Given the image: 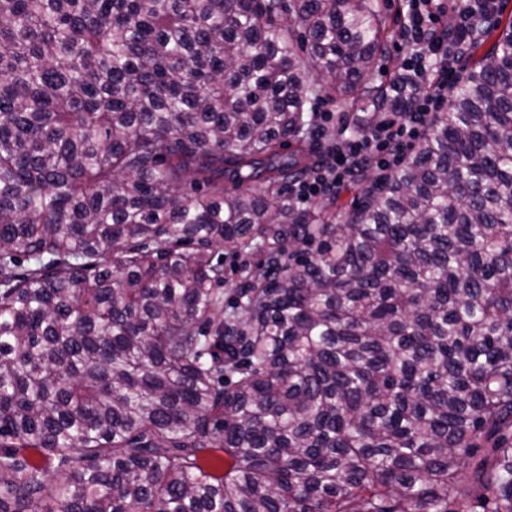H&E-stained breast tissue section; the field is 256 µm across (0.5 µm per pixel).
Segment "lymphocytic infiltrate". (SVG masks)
Wrapping results in <instances>:
<instances>
[{"label":"lymphocytic infiltrate","instance_id":"lymphocytic-infiltrate-1","mask_svg":"<svg viewBox=\"0 0 512 512\" xmlns=\"http://www.w3.org/2000/svg\"><path fill=\"white\" fill-rule=\"evenodd\" d=\"M406 2L398 32L401 43L410 48L401 62L410 80L401 91L405 111L361 136L338 140L321 167L294 185L292 193L298 200L339 193L354 172L372 166L385 174L395 171L456 84L455 51L468 41L474 18H490L498 11V0H448L444 5L438 0Z\"/></svg>","mask_w":512,"mask_h":512}]
</instances>
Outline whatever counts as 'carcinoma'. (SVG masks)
Returning <instances> with one entry per match:
<instances>
[{"label": "carcinoma", "mask_w": 512, "mask_h": 512, "mask_svg": "<svg viewBox=\"0 0 512 512\" xmlns=\"http://www.w3.org/2000/svg\"><path fill=\"white\" fill-rule=\"evenodd\" d=\"M382 32L0 0V512H512V21L342 220L286 190L306 104L395 111Z\"/></svg>", "instance_id": "obj_1"}]
</instances>
